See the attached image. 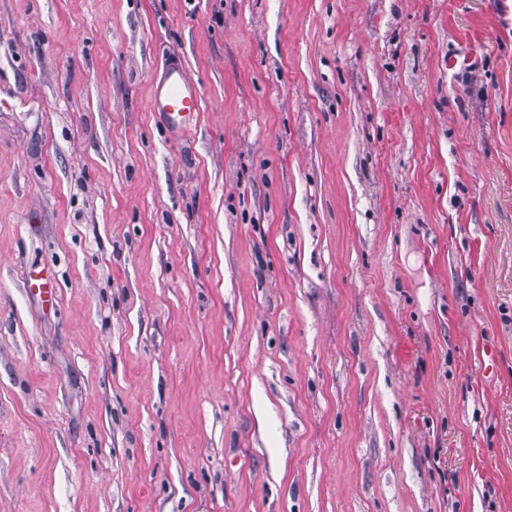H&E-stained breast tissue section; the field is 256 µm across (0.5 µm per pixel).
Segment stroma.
<instances>
[{
    "mask_svg": "<svg viewBox=\"0 0 512 512\" xmlns=\"http://www.w3.org/2000/svg\"><path fill=\"white\" fill-rule=\"evenodd\" d=\"M0 512H512V0H0ZM148 108L163 119L172 133H189L197 127L202 112L200 86L181 63H169L153 84Z\"/></svg>",
    "mask_w": 512,
    "mask_h": 512,
    "instance_id": "stroma-1",
    "label": "stroma"
}]
</instances>
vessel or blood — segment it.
<instances>
[{
  "mask_svg": "<svg viewBox=\"0 0 512 512\" xmlns=\"http://www.w3.org/2000/svg\"><path fill=\"white\" fill-rule=\"evenodd\" d=\"M148 108L163 119L172 133L191 132L202 110L200 86L182 64L169 63L152 87Z\"/></svg>",
  "mask_w": 512,
  "mask_h": 512,
  "instance_id": "b4317fda",
  "label": "vessel or blood"
}]
</instances>
